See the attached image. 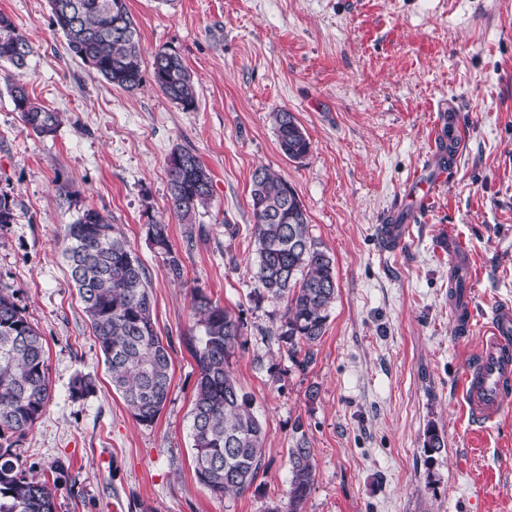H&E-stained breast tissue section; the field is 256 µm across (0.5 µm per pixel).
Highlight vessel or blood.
Returning a JSON list of instances; mask_svg holds the SVG:
<instances>
[{
    "label": "vessel or blood",
    "instance_id": "obj_1",
    "mask_svg": "<svg viewBox=\"0 0 512 512\" xmlns=\"http://www.w3.org/2000/svg\"><path fill=\"white\" fill-rule=\"evenodd\" d=\"M452 173V167L436 166L431 174H418L410 181L406 193L399 196L396 211L411 214L425 211L432 203L434 184ZM451 316L459 333L470 331L474 318L470 291L456 292ZM462 396L472 416L482 424L495 421L512 408L511 306L496 308L475 358L465 369Z\"/></svg>",
    "mask_w": 512,
    "mask_h": 512
}]
</instances>
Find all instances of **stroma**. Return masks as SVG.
Here are the masks:
<instances>
[{"mask_svg": "<svg viewBox=\"0 0 512 512\" xmlns=\"http://www.w3.org/2000/svg\"><path fill=\"white\" fill-rule=\"evenodd\" d=\"M145 54L177 52L194 75L195 110L144 78L134 92L93 74L51 24L48 0H0L29 38L23 82L61 112L54 136L24 130L0 63V288L45 340L52 398L13 451L25 467L63 462L57 512H270L288 491V450L303 426L316 480L303 512H512V410L473 422L465 365L493 310L512 305V0H126ZM294 112L312 142L281 152L270 114ZM464 118L455 172L433 207L378 232L413 172ZM195 149L213 200L192 230L170 227L183 258L169 279L148 240L168 218L167 159ZM264 166L296 191L309 231L335 260L338 292L306 371L273 336L282 302L258 298L251 175ZM69 193L61 195L59 184ZM95 208L122 232L150 279L157 331L172 345L167 403L136 423L113 390L63 257V231ZM471 255L461 284L476 319L458 336L442 239ZM240 312L234 375L267 430L262 467L240 496L198 482L189 436L197 368L194 288ZM94 393L75 399L77 373ZM435 426L445 447L426 446Z\"/></svg>", "mask_w": 512, "mask_h": 512, "instance_id": "35a3bbf8", "label": "stroma"}]
</instances>
